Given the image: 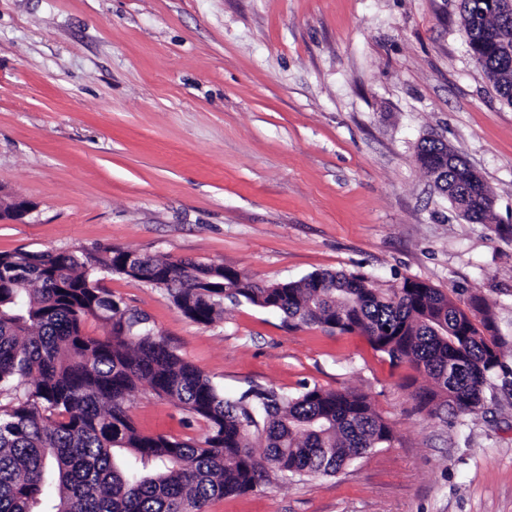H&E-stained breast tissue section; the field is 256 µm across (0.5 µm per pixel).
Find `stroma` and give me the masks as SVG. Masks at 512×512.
<instances>
[{"label":"stroma","mask_w":512,"mask_h":512,"mask_svg":"<svg viewBox=\"0 0 512 512\" xmlns=\"http://www.w3.org/2000/svg\"><path fill=\"white\" fill-rule=\"evenodd\" d=\"M461 0H0V252L100 245L261 283L359 272L492 308L504 354L478 414L418 408L431 380L359 333L102 284L235 396L366 394L390 446L333 477L271 480L209 512H512V107L470 55ZM434 135L478 170L495 223L459 216L417 162ZM145 434L203 421L140 390Z\"/></svg>","instance_id":"35a3bbf8"}]
</instances>
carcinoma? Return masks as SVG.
I'll list each match as a JSON object with an SVG mask.
<instances>
[{"instance_id": "obj_1", "label": "carcinoma", "mask_w": 512, "mask_h": 512, "mask_svg": "<svg viewBox=\"0 0 512 512\" xmlns=\"http://www.w3.org/2000/svg\"><path fill=\"white\" fill-rule=\"evenodd\" d=\"M461 0V24L499 98L512 106V68L485 49L487 33L512 40V14L478 20ZM420 166L468 219L494 220L487 184L442 140L423 138ZM129 251L0 253V512H208L271 476H334L354 459L391 444L392 429L368 397L313 387L295 397L274 388L226 396L137 313L100 285ZM138 281L166 291L187 317L210 324L224 300L280 311L294 328L360 332L394 364L432 381L419 406L450 418L484 401L502 351L493 313L473 296L404 279L386 289L367 276L317 272L259 284L220 264L139 255ZM103 336L84 331L87 320ZM202 419L201 441L138 431L130 397L141 385Z\"/></svg>"}]
</instances>
